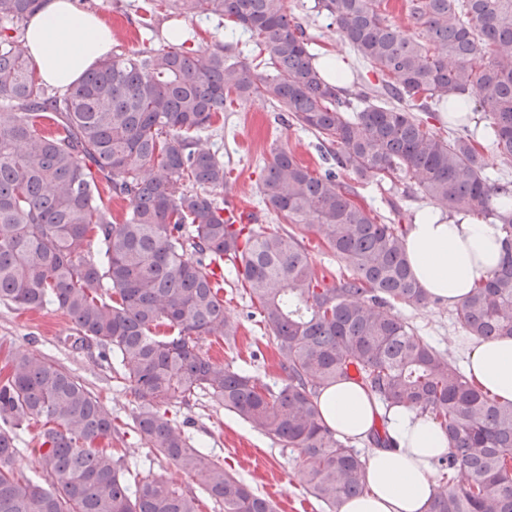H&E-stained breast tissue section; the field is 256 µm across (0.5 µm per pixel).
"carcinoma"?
<instances>
[{"mask_svg": "<svg viewBox=\"0 0 512 512\" xmlns=\"http://www.w3.org/2000/svg\"><path fill=\"white\" fill-rule=\"evenodd\" d=\"M384 0H316L336 32L381 77L358 90L327 80L313 36L285 0H157L139 5L147 37L74 85L39 81L23 43L41 0H0V302L61 309L74 350L97 347L139 400L136 431L199 492L147 475L129 483L112 451V413L63 366L15 354L0 377V512H275L271 502L195 445L170 414L202 393L301 458L308 494L328 512L366 489L367 461L329 428L323 388L352 380L383 406L435 421L448 439L428 512H512V402L477 386L401 314L430 297L412 273L402 221L379 223L355 201L372 177L409 180L438 208L502 224L501 264L455 309L468 337L512 336V213L489 156L512 161V0H409L415 35ZM229 19L258 38L268 73L216 41L163 22ZM487 59L480 71L471 61ZM479 99L478 145L453 98ZM269 100L318 140L319 175L278 147L260 194L269 231L224 221L213 192L229 182L224 156L202 133L230 99ZM448 119L452 138L433 131ZM105 184L107 195L99 185ZM129 204L123 219L112 200ZM314 231L341 263L317 274L295 230ZM257 304L286 373L274 389L203 352L236 341L224 309V273ZM39 426L41 479L14 470L18 432Z\"/></svg>", "mask_w": 512, "mask_h": 512, "instance_id": "cac0c4a2", "label": "carcinoma"}]
</instances>
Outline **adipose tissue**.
Instances as JSON below:
<instances>
[{"mask_svg": "<svg viewBox=\"0 0 512 512\" xmlns=\"http://www.w3.org/2000/svg\"><path fill=\"white\" fill-rule=\"evenodd\" d=\"M25 45L47 82L68 86L107 56L112 31L97 16L78 11L71 0H43L31 18ZM406 254L425 291L455 306L495 270L505 251L499 225L465 212L442 214L430 206L407 228ZM465 368L482 389L512 401V338L474 342ZM319 406L325 422L353 440L368 441L387 419L395 445L373 449L366 469L367 490L347 500L341 512H427L435 488L432 464L448 450L434 421L402 406L384 407L357 383L324 388Z\"/></svg>", "mask_w": 512, "mask_h": 512, "instance_id": "1", "label": "adipose tissue"}]
</instances>
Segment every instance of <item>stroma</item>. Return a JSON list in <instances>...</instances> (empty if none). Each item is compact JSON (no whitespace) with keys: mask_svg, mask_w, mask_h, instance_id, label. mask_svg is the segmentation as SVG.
<instances>
[{"mask_svg":"<svg viewBox=\"0 0 512 512\" xmlns=\"http://www.w3.org/2000/svg\"><path fill=\"white\" fill-rule=\"evenodd\" d=\"M314 4L315 0H287L289 15L310 27L315 39L312 52L320 57L330 52L337 54L351 77H368L367 66L341 41L329 19L316 14ZM82 9L111 28L113 43L127 51L140 47L144 31L137 13L125 11L116 0H84ZM179 24L196 31L199 47L217 39L233 41L241 61L252 65L259 62L253 40L243 33L231 34L229 27L219 25L217 19L197 16L180 19ZM214 125L216 130L209 135L208 142L223 152L224 166L231 173L232 185L225 193L226 198L262 211L264 227L277 229L278 223L272 213L266 212L259 192L262 169L271 160L273 148L286 146L310 170H320L325 162L316 138L295 124L289 113L266 100L233 102L223 115L215 117ZM357 201L372 208L382 223L392 219L398 210L406 221H413L426 205L425 200L415 197L406 182H393L386 177L370 179L360 186ZM224 306L241 324L238 340L230 346L208 336L200 341L202 350L227 366L249 369L259 383L281 380L283 373L276 348L255 305L237 282H225ZM404 315L438 350L464 362L470 342L462 337L454 308L440 302L405 309ZM72 328L68 316L56 307L29 311L0 303V367H5L13 353L25 351L44 354L63 365L80 377L111 411L112 423L118 430L112 446L123 457L129 480L151 474L179 487L191 486V478L172 463L155 457L134 429L131 414L135 396L124 381L98 359L96 350L76 351L64 345L63 339L71 334ZM172 410L177 421L185 423L196 444L207 448L223 461L225 469L241 476L256 493L271 500L277 512H326L324 505L306 492L297 451L218 408L205 396L173 405Z\"/></svg>","mask_w":512,"mask_h":512,"instance_id":"stroma-1","label":"stroma"}]
</instances>
